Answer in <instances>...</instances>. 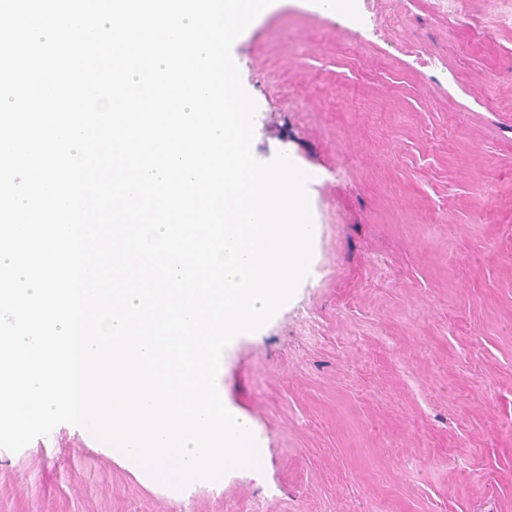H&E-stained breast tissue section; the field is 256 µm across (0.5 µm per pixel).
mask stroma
<instances>
[{"mask_svg": "<svg viewBox=\"0 0 512 512\" xmlns=\"http://www.w3.org/2000/svg\"><path fill=\"white\" fill-rule=\"evenodd\" d=\"M278 0L231 49L317 258L216 384L261 471L177 491L61 424L0 512H512V0Z\"/></svg>", "mask_w": 512, "mask_h": 512, "instance_id": "stroma-1", "label": "stroma"}]
</instances>
